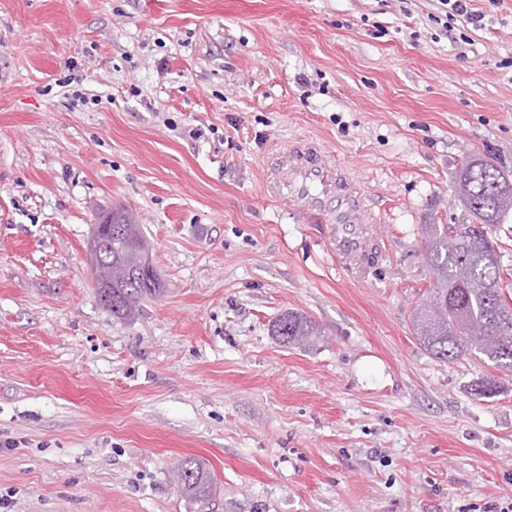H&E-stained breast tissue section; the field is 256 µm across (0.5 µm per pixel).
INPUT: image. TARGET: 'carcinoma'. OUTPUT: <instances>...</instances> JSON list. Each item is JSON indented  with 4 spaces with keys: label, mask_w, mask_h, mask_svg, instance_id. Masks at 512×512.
Instances as JSON below:
<instances>
[{
    "label": "carcinoma",
    "mask_w": 512,
    "mask_h": 512,
    "mask_svg": "<svg viewBox=\"0 0 512 512\" xmlns=\"http://www.w3.org/2000/svg\"><path fill=\"white\" fill-rule=\"evenodd\" d=\"M455 193L471 217L469 224H426L425 260L436 277L430 301L413 310L416 339L434 358L443 362L472 359L512 372V299L501 284V256L487 227L503 223L512 212V173L493 162L471 157L462 165ZM112 231L103 252L102 268L120 269L112 281V304L101 300L112 315L129 318L148 297L162 291L159 277L142 270V258L131 243L142 237L137 224L125 213L112 211ZM274 333L288 345L306 347L320 335L306 315L289 311L278 317ZM503 386L493 376L481 375L470 384L472 394L492 398ZM183 496L202 512L214 505L218 481L213 470L195 458H185L176 469Z\"/></svg>",
    "instance_id": "1"
}]
</instances>
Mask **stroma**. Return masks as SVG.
I'll return each instance as SVG.
<instances>
[{
	"label": "stroma",
	"instance_id": "stroma-1",
	"mask_svg": "<svg viewBox=\"0 0 512 512\" xmlns=\"http://www.w3.org/2000/svg\"><path fill=\"white\" fill-rule=\"evenodd\" d=\"M472 6L0 0V512H197L188 456L219 512H506L512 372L476 397L409 321L463 162L512 170V0ZM299 138L382 218L365 274L263 192ZM117 208L163 284L131 319L87 254ZM443 6L450 5V10L452 12L446 11V17L450 20H454L456 16L462 17L467 24H472L475 28L481 27L482 24H479L483 20V14L479 11L473 10V8L468 7L467 2H473L471 0H440L438 1ZM449 14V15H448ZM273 328L275 336H279L285 344L299 347L311 345L320 335L312 319L294 311H288L278 317ZM177 483L183 496L200 511L210 510L218 495V481L213 470L196 458H185L176 469Z\"/></svg>",
	"mask_w": 512,
	"mask_h": 512
}]
</instances>
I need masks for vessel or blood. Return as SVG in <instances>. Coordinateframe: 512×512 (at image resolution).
Returning <instances> with one entry per match:
<instances>
[{
  "label": "vessel or blood",
  "instance_id": "vessel-or-blood-1",
  "mask_svg": "<svg viewBox=\"0 0 512 512\" xmlns=\"http://www.w3.org/2000/svg\"><path fill=\"white\" fill-rule=\"evenodd\" d=\"M267 191L324 225L338 256L361 265L378 221L368 211L350 173L314 142L300 139L271 163Z\"/></svg>",
  "mask_w": 512,
  "mask_h": 512
}]
</instances>
